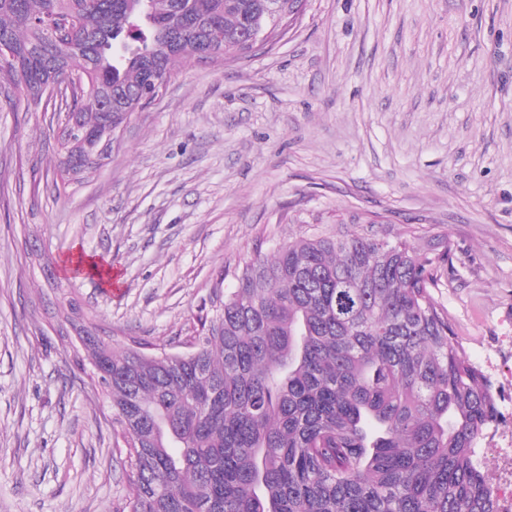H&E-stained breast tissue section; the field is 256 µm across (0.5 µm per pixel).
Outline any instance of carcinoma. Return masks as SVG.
Here are the masks:
<instances>
[{
    "mask_svg": "<svg viewBox=\"0 0 512 512\" xmlns=\"http://www.w3.org/2000/svg\"><path fill=\"white\" fill-rule=\"evenodd\" d=\"M0 0V61L26 97L72 19L82 80L55 76L53 105L96 133L125 122L204 36L224 58L298 20V0ZM58 175L72 149L59 136ZM414 228L313 232L260 251L183 354L86 342L134 471L128 512H501L476 448L497 414L491 385L430 294L448 251ZM51 37L52 40L59 45L64 52L74 55L81 54V48H78L72 37L71 23L63 17L57 18L51 23Z\"/></svg>",
    "mask_w": 512,
    "mask_h": 512,
    "instance_id": "1",
    "label": "carcinoma"
}]
</instances>
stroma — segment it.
I'll return each instance as SVG.
<instances>
[{"instance_id":"obj_1","label":"stroma","mask_w":512,"mask_h":512,"mask_svg":"<svg viewBox=\"0 0 512 512\" xmlns=\"http://www.w3.org/2000/svg\"><path fill=\"white\" fill-rule=\"evenodd\" d=\"M59 126L0 77V512H122L79 336L187 352L225 268L315 225L424 229L450 255L432 297L512 387V0H307L249 56L183 60L66 185Z\"/></svg>"}]
</instances>
